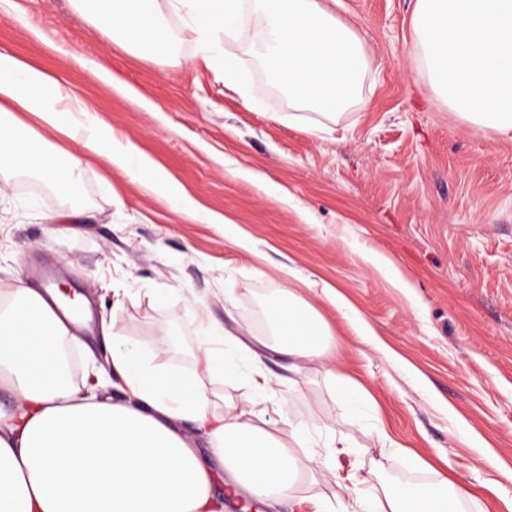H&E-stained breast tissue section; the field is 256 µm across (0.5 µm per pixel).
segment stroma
I'll use <instances>...</instances> for the list:
<instances>
[{
    "label": "stroma",
    "instance_id": "stroma-1",
    "mask_svg": "<svg viewBox=\"0 0 512 512\" xmlns=\"http://www.w3.org/2000/svg\"><path fill=\"white\" fill-rule=\"evenodd\" d=\"M0 13V49L41 65L64 92L95 106L114 150L135 146L197 203L249 231L239 249L223 227L176 213L106 158L84 167L76 197L40 180L0 174V291L57 267L98 304L96 326L71 348L79 373L115 343L161 370L190 373L201 322L255 329L250 305L295 296L325 319L341 370L366 398L348 404L322 358L290 375L268 336L276 397L256 412L297 449L305 425L316 442L335 432L373 484L441 479L472 488L461 512H507L512 499V141L450 111L417 60L415 0H331L368 55L362 103L332 117L270 90L245 24L234 44L250 85L239 93L220 68L191 66L196 43L168 0L157 6L175 35L165 56L113 42L71 0H17ZM108 59L124 89L105 84ZM339 122L346 140L321 125ZM278 185L268 194L266 182ZM390 259L409 291L369 262ZM341 290L371 324L361 343L348 320L310 289ZM385 432L390 445L381 446ZM477 432L502 465L473 447Z\"/></svg>",
    "mask_w": 512,
    "mask_h": 512
}]
</instances>
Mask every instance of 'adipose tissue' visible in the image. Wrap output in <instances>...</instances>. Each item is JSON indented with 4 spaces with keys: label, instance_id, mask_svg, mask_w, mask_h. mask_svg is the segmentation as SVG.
<instances>
[{
    "label": "adipose tissue",
    "instance_id": "ef3b65f1",
    "mask_svg": "<svg viewBox=\"0 0 512 512\" xmlns=\"http://www.w3.org/2000/svg\"><path fill=\"white\" fill-rule=\"evenodd\" d=\"M74 7L108 30L117 43L149 56L167 53L174 35L156 0H72ZM58 81L43 68L0 50V171L31 174L63 196L72 195L83 166L107 157L133 181L164 190L173 209L203 224H223L237 247L254 251L247 231L224 223L171 183L135 147L117 151L91 103L64 105ZM33 113L41 132L31 131L19 113ZM58 133L80 145L63 152ZM268 316L288 370L300 373L309 357L337 363L331 334L306 302L272 305ZM71 337L45 301L43 291L18 284L0 294V389L15 405L0 410V512H222L225 499L272 507L286 497L291 512H458L470 496L464 485L431 491L411 485L371 489L345 450L327 442L325 453L294 455L272 429L256 425L254 406L276 395L277 379L266 370L262 339L208 325L199 343L200 368L186 375L160 371L132 347L111 350L110 364L123 383L124 401L95 398L101 369L83 385L65 373L60 346ZM232 343L235 353L225 354ZM248 363V391L241 410L213 415L208 377L236 374ZM202 431L209 446L200 454L187 432ZM327 467L335 471L342 496L329 501L298 495L301 475ZM228 470L222 497L212 493L214 472Z\"/></svg>",
    "mask_w": 512,
    "mask_h": 512
}]
</instances>
